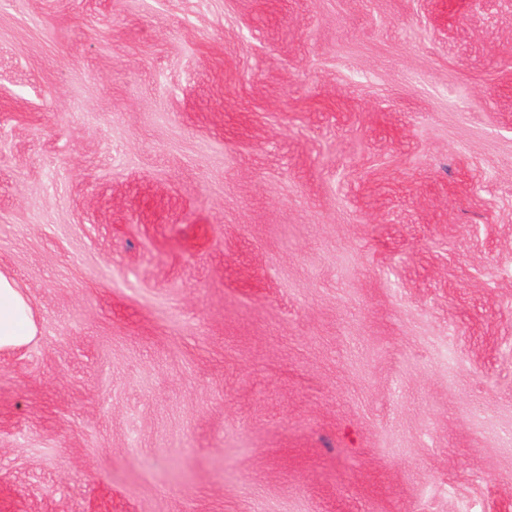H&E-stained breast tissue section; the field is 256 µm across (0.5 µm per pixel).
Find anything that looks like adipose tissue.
Returning <instances> with one entry per match:
<instances>
[{
    "mask_svg": "<svg viewBox=\"0 0 512 512\" xmlns=\"http://www.w3.org/2000/svg\"><path fill=\"white\" fill-rule=\"evenodd\" d=\"M38 332L27 297L9 276L0 272V350L26 345Z\"/></svg>",
    "mask_w": 512,
    "mask_h": 512,
    "instance_id": "obj_1",
    "label": "adipose tissue"
}]
</instances>
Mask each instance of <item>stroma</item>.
Here are the masks:
<instances>
[{
    "instance_id": "35a3bbf8",
    "label": "stroma",
    "mask_w": 512,
    "mask_h": 512,
    "mask_svg": "<svg viewBox=\"0 0 512 512\" xmlns=\"http://www.w3.org/2000/svg\"><path fill=\"white\" fill-rule=\"evenodd\" d=\"M0 512H512V0H0ZM38 332L27 297L9 276L0 272V350L26 345Z\"/></svg>"
}]
</instances>
